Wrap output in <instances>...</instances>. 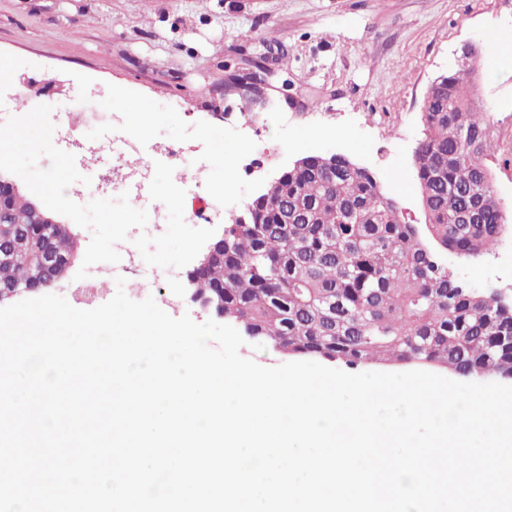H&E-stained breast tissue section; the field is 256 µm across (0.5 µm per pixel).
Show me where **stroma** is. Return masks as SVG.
Instances as JSON below:
<instances>
[{
    "label": "stroma",
    "mask_w": 512,
    "mask_h": 512,
    "mask_svg": "<svg viewBox=\"0 0 512 512\" xmlns=\"http://www.w3.org/2000/svg\"><path fill=\"white\" fill-rule=\"evenodd\" d=\"M271 30L288 64L270 79V105L246 112L224 93V66L238 49L262 52ZM466 42L480 47L479 96L499 143L493 183L512 213V0H0V66L10 72L0 80V145L11 155L0 168L24 195L41 202L63 159L49 145L68 131L61 101L113 117L116 136L135 133L136 112L150 105V124L135 133L143 156L152 159L153 144L166 141L196 163L189 179L180 166L154 161L145 186L162 203L155 212L134 203L131 189L71 192L54 216L77 238L79 258L54 294L78 309L101 305L79 288L100 276L108 251L130 299L151 296L171 316L209 320L191 300L188 270L225 224L307 155L336 152L371 169L402 222L422 223L413 169L423 98ZM23 97L37 104L38 120L19 118ZM38 146L46 149L39 163L31 155ZM207 205L211 223H188L191 210ZM153 217L164 225L158 238L147 227ZM132 237L161 281L130 256ZM448 268L511 296L512 235L481 257H449Z\"/></svg>",
    "instance_id": "35a3bbf8"
}]
</instances>
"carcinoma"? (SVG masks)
<instances>
[{
    "label": "carcinoma",
    "instance_id": "cac0c4a2",
    "mask_svg": "<svg viewBox=\"0 0 512 512\" xmlns=\"http://www.w3.org/2000/svg\"><path fill=\"white\" fill-rule=\"evenodd\" d=\"M474 70L471 62L438 75L432 94L445 110L422 113L414 176L424 223L399 221L379 177L348 157L305 156L215 241L223 260L196 283L213 310L287 355L512 380V305L445 261L489 253L506 229L487 163L495 125L471 96ZM9 221L0 253L22 240L77 258L69 227L33 223L29 199L13 202ZM26 279L25 263L0 259V288Z\"/></svg>",
    "mask_w": 512,
    "mask_h": 512
}]
</instances>
